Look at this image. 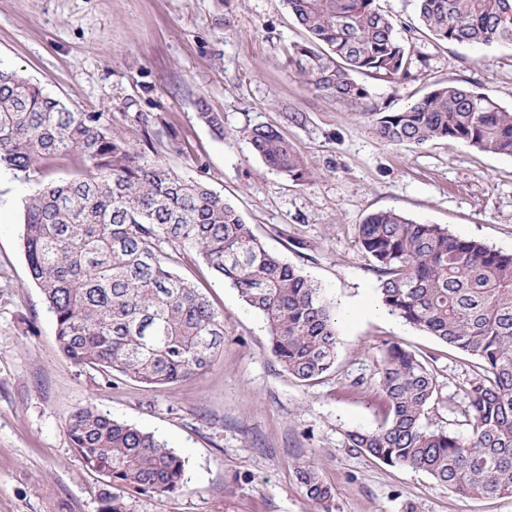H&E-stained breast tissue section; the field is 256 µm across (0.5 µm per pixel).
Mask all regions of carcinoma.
<instances>
[{
    "instance_id": "obj_1",
    "label": "carcinoma",
    "mask_w": 512,
    "mask_h": 512,
    "mask_svg": "<svg viewBox=\"0 0 512 512\" xmlns=\"http://www.w3.org/2000/svg\"><path fill=\"white\" fill-rule=\"evenodd\" d=\"M306 39L290 52L305 83L357 111L367 98L354 75L407 78L424 57L402 38L380 0H285ZM435 41L489 46L512 42V0H416ZM200 119L224 136V116ZM153 116L139 112L135 142L106 112H71L27 78L0 69V167L34 180L22 200V247L31 280L55 321V338L74 363L147 386L187 380L224 351V316L174 270L163 250L189 244L265 321L271 350L288 375L314 380L336 364L334 303L314 281L270 252L224 196L189 181L153 145ZM379 136L392 145L437 140L512 156V111L461 83L438 84L398 112H380ZM254 152L289 180L308 168L296 146L257 125ZM68 159L76 176L44 180ZM380 273L388 311L479 362L464 382L467 435L423 427L438 396L436 373L414 351L386 345L374 372L383 421L348 434L350 446L392 467L423 471L465 499L512 496V253L448 233L392 210L358 229ZM71 447L112 492L101 512H126L127 492L184 488L185 461L133 425L87 405L71 416ZM306 496L332 512L333 493L306 463Z\"/></svg>"
}]
</instances>
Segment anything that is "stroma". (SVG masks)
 <instances>
[{
    "label": "stroma",
    "instance_id": "obj_1",
    "mask_svg": "<svg viewBox=\"0 0 512 512\" xmlns=\"http://www.w3.org/2000/svg\"><path fill=\"white\" fill-rule=\"evenodd\" d=\"M304 38L284 0H0V68L70 111L109 113L134 140L135 114L154 115L156 150L182 177L223 195L269 251L323 288L340 338L331 372L309 383L288 375L262 318L187 246L175 269L223 314V356L158 387L78 366L57 344L22 248V198L33 185L0 168V512H101L107 482L68 437L72 413L87 404L153 433L185 461L182 491L126 494L127 512H318L296 474L308 461L332 488L333 512H512V497L462 499L347 442L348 432L383 419L374 371L388 341L438 374L425 425L466 431L462 383L476 360L382 306L358 227L394 210L512 252V157L446 140L394 146L375 126L377 113L448 82L511 111L512 45L419 38L425 61L411 77L358 75L368 96L355 112L288 65ZM204 109L223 115V137L200 121ZM260 124L301 152L303 184L255 155L248 133Z\"/></svg>",
    "mask_w": 512,
    "mask_h": 512
}]
</instances>
